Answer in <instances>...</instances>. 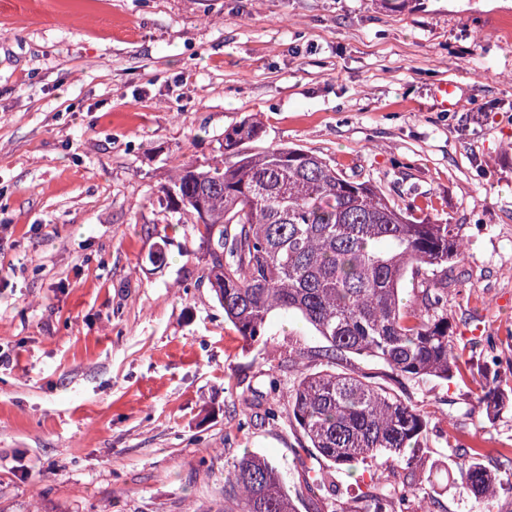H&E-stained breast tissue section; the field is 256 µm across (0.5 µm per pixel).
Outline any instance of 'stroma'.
<instances>
[{"mask_svg":"<svg viewBox=\"0 0 512 512\" xmlns=\"http://www.w3.org/2000/svg\"><path fill=\"white\" fill-rule=\"evenodd\" d=\"M253 117L461 225L454 343L480 365L494 337L512 384V0H0V512H224L247 452L299 512L407 482L361 465L335 497L308 490L300 432L264 411L299 378L288 343L323 369L319 338L278 315L244 348L185 254L191 225L164 220L176 159L212 162ZM395 392L429 417L431 512H512V490L478 500L447 471L475 445L512 473V409L487 419L467 381Z\"/></svg>","mask_w":512,"mask_h":512,"instance_id":"obj_1","label":"stroma"}]
</instances>
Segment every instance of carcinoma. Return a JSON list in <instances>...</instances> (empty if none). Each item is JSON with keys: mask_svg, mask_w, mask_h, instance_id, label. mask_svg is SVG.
<instances>
[{"mask_svg": "<svg viewBox=\"0 0 512 512\" xmlns=\"http://www.w3.org/2000/svg\"><path fill=\"white\" fill-rule=\"evenodd\" d=\"M224 159L180 161L160 205L196 232L199 281L214 292L243 346L267 343L271 319L293 314L324 342L326 368L303 372L286 395L304 457L351 475L360 464L424 468L429 418L391 388L336 371L342 356L381 363L389 380L451 381L466 371L448 321V265L465 259L461 225L442 224L350 177L311 151L265 141L249 119L224 131ZM420 282L412 299L407 280ZM482 413L512 407L486 363L471 376ZM461 488L484 499L512 481L482 462L479 448L453 460ZM224 512H298L279 469L246 453L225 463ZM416 490L365 496L363 512H414Z\"/></svg>", "mask_w": 512, "mask_h": 512, "instance_id": "obj_1", "label": "carcinoma"}]
</instances>
